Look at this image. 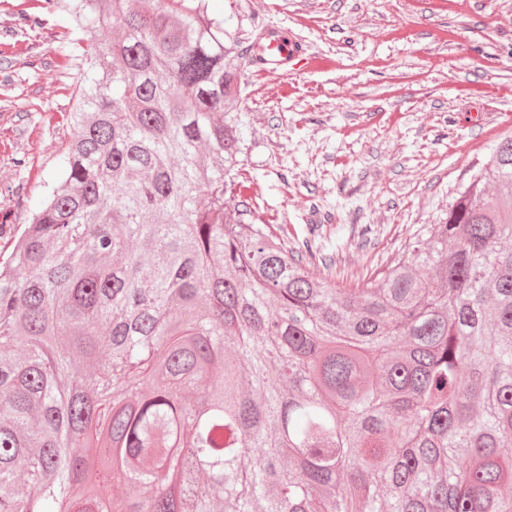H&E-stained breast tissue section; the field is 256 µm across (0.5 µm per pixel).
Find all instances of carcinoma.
Masks as SVG:
<instances>
[{
    "mask_svg": "<svg viewBox=\"0 0 512 512\" xmlns=\"http://www.w3.org/2000/svg\"><path fill=\"white\" fill-rule=\"evenodd\" d=\"M149 2L46 0L122 36L87 50L59 184L0 261V512H512V138L334 285L318 225L228 212L224 20Z\"/></svg>",
    "mask_w": 512,
    "mask_h": 512,
    "instance_id": "1",
    "label": "carcinoma"
}]
</instances>
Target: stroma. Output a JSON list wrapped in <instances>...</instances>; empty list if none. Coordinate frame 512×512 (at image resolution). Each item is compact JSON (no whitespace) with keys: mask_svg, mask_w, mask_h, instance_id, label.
Segmentation results:
<instances>
[{"mask_svg":"<svg viewBox=\"0 0 512 512\" xmlns=\"http://www.w3.org/2000/svg\"><path fill=\"white\" fill-rule=\"evenodd\" d=\"M0 0V252L67 156L86 69L62 12ZM242 61L244 200L258 224L321 227L333 282L393 263L512 136V0H210ZM278 26L323 66L258 74Z\"/></svg>","mask_w":512,"mask_h":512,"instance_id":"35a3bbf8","label":"stroma"}]
</instances>
